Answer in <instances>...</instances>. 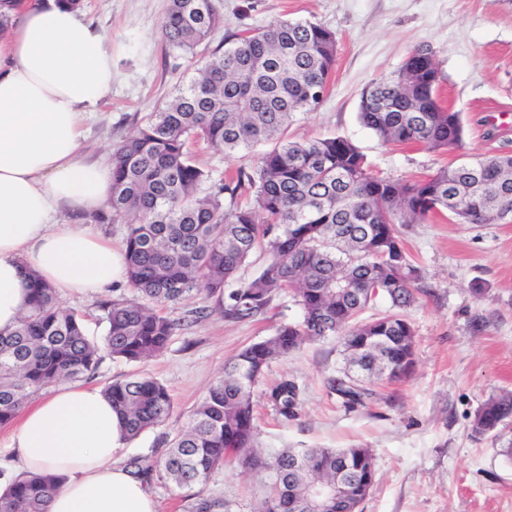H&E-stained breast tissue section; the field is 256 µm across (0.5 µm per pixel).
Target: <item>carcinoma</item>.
I'll return each instance as SVG.
<instances>
[{
	"instance_id": "cac0c4a2",
	"label": "carcinoma",
	"mask_w": 512,
	"mask_h": 512,
	"mask_svg": "<svg viewBox=\"0 0 512 512\" xmlns=\"http://www.w3.org/2000/svg\"><path fill=\"white\" fill-rule=\"evenodd\" d=\"M223 25L214 0H168L161 30L183 54H196ZM428 47L415 48L399 72L369 85L359 116L384 143L428 149L462 146L458 111L440 107L432 85L416 70ZM336 65V36L312 21L278 20L224 38L190 82L147 114L112 151V197L107 219L127 224V285L138 298L105 304L106 333L87 336L81 320L62 309L55 290L33 277L30 308L18 326L0 334V426L11 424L26 400L63 381L93 377L100 351L139 362L163 352L181 325L157 312L169 304L224 295V317L252 319L290 289L302 310L297 323L245 347L176 432L162 462L130 461L133 474L188 490L190 512H235L204 495L211 472L235 457L262 474L259 512H306L301 499L317 479L347 469L350 481L327 512H359L376 480L369 449L259 448L252 396L264 369L315 339L342 336L344 377L331 382L348 405L364 404L371 386L394 379L414 363V331L406 309L420 277L404 249L399 224L452 213L466 224L512 221V155L474 156L466 163L409 180L374 176L360 150L341 137L294 140L288 127L323 100ZM204 142L249 159L248 168L210 183L191 150ZM264 146L260 154L253 148ZM252 193L253 205L236 198ZM266 255L257 276L230 292L225 285L255 252ZM389 313L360 320L376 298ZM128 438L166 422L173 402L152 377L103 388ZM298 387L286 378L268 400L295 415ZM512 421V395L485 402L474 417L477 435ZM57 479L20 473L0 494V512H47Z\"/></svg>"
}]
</instances>
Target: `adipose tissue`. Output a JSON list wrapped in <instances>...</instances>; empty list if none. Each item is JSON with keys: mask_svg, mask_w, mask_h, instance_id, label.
Masks as SVG:
<instances>
[{"mask_svg": "<svg viewBox=\"0 0 512 512\" xmlns=\"http://www.w3.org/2000/svg\"><path fill=\"white\" fill-rule=\"evenodd\" d=\"M0 34V333L31 298V274L61 295L99 291L124 255L91 217L112 193V161L81 149L87 112L112 88V41L58 0H21ZM125 445L101 388L60 383L23 415L8 472L61 482L48 512H157L150 487L118 464Z\"/></svg>", "mask_w": 512, "mask_h": 512, "instance_id": "obj_1", "label": "adipose tissue"}]
</instances>
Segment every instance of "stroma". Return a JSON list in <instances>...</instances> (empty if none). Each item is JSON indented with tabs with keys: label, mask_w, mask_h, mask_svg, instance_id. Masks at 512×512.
<instances>
[{
	"label": "stroma",
	"mask_w": 512,
	"mask_h": 512,
	"mask_svg": "<svg viewBox=\"0 0 512 512\" xmlns=\"http://www.w3.org/2000/svg\"><path fill=\"white\" fill-rule=\"evenodd\" d=\"M167 0H84L83 12L112 37V88L84 122V146L112 151L142 117L192 78L198 60L225 35L281 20H309L336 35V66L321 105L289 126L294 139L342 137L359 147L374 174L409 179L460 162L462 154H512V0H217L224 25L189 57L161 33ZM430 46L446 107L461 112L462 150L431 151L383 144L358 119L363 89L394 74L418 46ZM409 259L419 267L409 377L375 384L365 404L346 406L330 382L341 376V339L307 342L272 362L254 392L255 424L264 448L371 449L377 483L362 512H512V425L476 435L472 424L489 398L512 392V222L460 224L445 216L400 225ZM125 280L104 291L63 298L88 336L105 333L103 305L128 294ZM205 314L184 322L186 305L163 312L180 323L167 349L140 363L104 356L95 385L132 375L163 383L174 400L164 425L127 441L118 460H162L176 431L244 347L302 317L291 293L241 321L224 317V299H201ZM299 388L296 414L284 419L268 403L281 378ZM208 496L254 512L259 478L234 464L212 472Z\"/></svg>",
	"instance_id": "1"
}]
</instances>
